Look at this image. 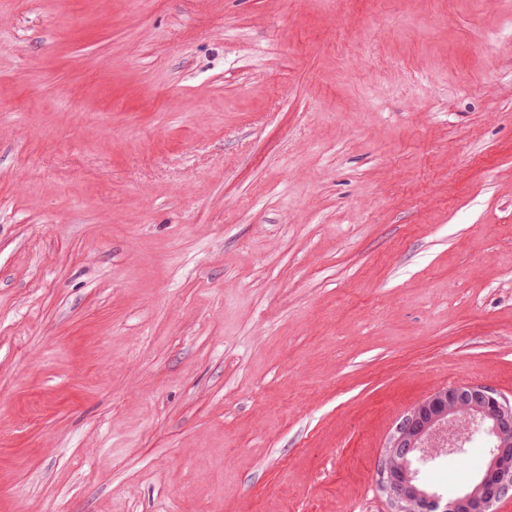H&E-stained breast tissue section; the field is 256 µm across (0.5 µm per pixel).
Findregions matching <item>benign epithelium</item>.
Here are the masks:
<instances>
[{
  "label": "benign epithelium",
  "instance_id": "7a95c632",
  "mask_svg": "<svg viewBox=\"0 0 512 512\" xmlns=\"http://www.w3.org/2000/svg\"><path fill=\"white\" fill-rule=\"evenodd\" d=\"M448 394L456 398L463 410L480 404L498 413L489 428V433L496 436L498 444L490 450L489 466L481 477V499L460 493L441 510L438 496L424 494L413 484L416 480L413 461H424L429 457V444L423 441L418 447H413L415 437L411 436L412 425L405 417L396 427L392 448L381 471L382 482L400 504L401 512H410L411 494L424 498L429 512H491L494 504L512 494V401L482 384L450 386ZM475 425H479L476 420L451 419L447 426L435 430L434 434L439 437L440 446L448 448L450 452H458L469 440Z\"/></svg>",
  "mask_w": 512,
  "mask_h": 512
}]
</instances>
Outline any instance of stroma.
<instances>
[{
  "label": "stroma",
  "mask_w": 512,
  "mask_h": 512,
  "mask_svg": "<svg viewBox=\"0 0 512 512\" xmlns=\"http://www.w3.org/2000/svg\"><path fill=\"white\" fill-rule=\"evenodd\" d=\"M466 383L512 400V0L0 13V512H396Z\"/></svg>",
  "instance_id": "obj_1"
}]
</instances>
